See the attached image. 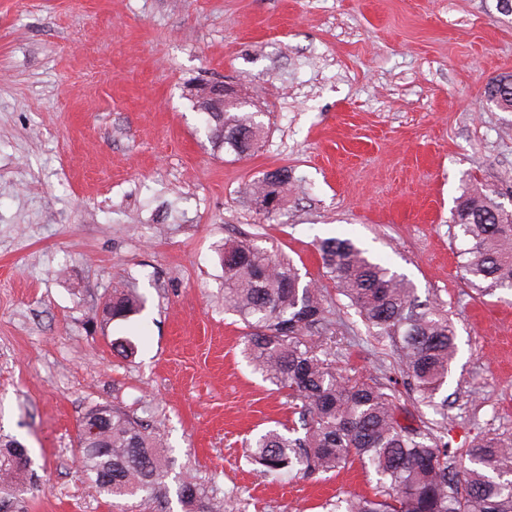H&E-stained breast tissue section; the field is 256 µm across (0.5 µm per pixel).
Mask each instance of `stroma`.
<instances>
[{"instance_id":"1","label":"stroma","mask_w":512,"mask_h":512,"mask_svg":"<svg viewBox=\"0 0 512 512\" xmlns=\"http://www.w3.org/2000/svg\"><path fill=\"white\" fill-rule=\"evenodd\" d=\"M503 73L499 0H0V436L31 458L23 512H111L76 451L80 418L103 403L168 449L162 501L129 512H182L188 473L226 512L375 494L357 462L279 478L248 462L247 439L294 416L224 310L228 240L293 259L333 313L336 368L387 386L406 423L453 449L512 437V304L466 285L450 222L471 182L512 210V112L485 96ZM221 80L265 126L243 158L213 146L193 107L195 84ZM282 168L288 200L267 218L247 188ZM330 237L448 311L446 415L408 401L389 340L322 267ZM125 280L144 310L99 323Z\"/></svg>"}]
</instances>
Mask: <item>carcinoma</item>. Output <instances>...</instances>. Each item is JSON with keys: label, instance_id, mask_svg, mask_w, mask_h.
I'll return each instance as SVG.
<instances>
[{"label": "carcinoma", "instance_id": "obj_1", "mask_svg": "<svg viewBox=\"0 0 512 512\" xmlns=\"http://www.w3.org/2000/svg\"><path fill=\"white\" fill-rule=\"evenodd\" d=\"M488 100L512 111V74L487 88ZM208 138L237 156L249 154L264 133L255 112L203 113ZM252 136L239 140L234 131ZM288 169L255 179L253 199L282 203ZM500 193L468 183L451 213L461 241L459 255L468 285L480 295L512 294V211ZM325 273L375 335L395 348L409 397L445 414L448 401L435 402L455 357L456 331L437 304L418 302L415 288L347 239L317 244ZM224 309L244 323L241 353L253 369L288 390L299 427L268 429L249 440L250 462L270 474L303 470L311 475L338 471L359 461L379 477L381 490L369 498L336 501L330 512H512V439L483 436L454 454L470 466L458 474L442 436L400 422L394 395L372 378L338 373L332 347L336 330L330 310L311 284L301 283L294 263L252 240L224 244ZM143 307L133 286L112 290V320H127ZM100 413L91 407L77 426L82 469L112 507L124 501L156 499L164 489L167 456L148 425L118 408L96 434ZM27 449L0 441V471L18 474L30 467ZM32 488L12 483L0 488V510L19 512ZM178 497L184 512H219L204 484L186 475Z\"/></svg>", "mask_w": 512, "mask_h": 512}]
</instances>
